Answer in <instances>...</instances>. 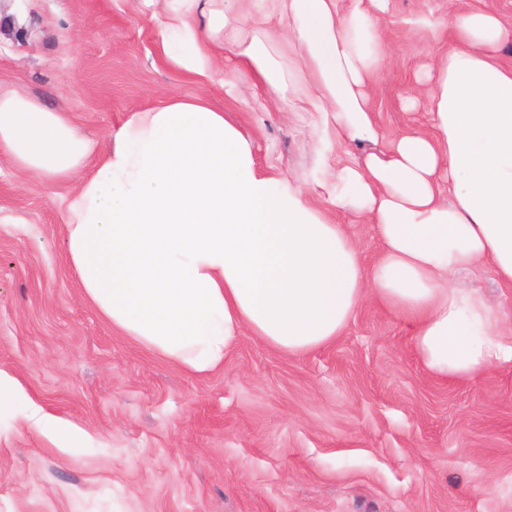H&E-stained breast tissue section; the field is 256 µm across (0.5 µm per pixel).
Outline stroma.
Returning a JSON list of instances; mask_svg holds the SVG:
<instances>
[{
    "label": "stroma",
    "instance_id": "stroma-1",
    "mask_svg": "<svg viewBox=\"0 0 512 512\" xmlns=\"http://www.w3.org/2000/svg\"><path fill=\"white\" fill-rule=\"evenodd\" d=\"M163 0H0V92L19 90L105 143L131 112L206 96L259 163L311 179L325 146L307 112L252 110L166 59ZM452 0H390L370 94L386 141L425 130L402 107L451 46ZM438 21L418 24L424 13ZM0 157V378L83 444L60 448L0 412V512H512V365L474 380L421 368L409 324L366 300L331 344L287 356L242 336L190 372L138 347L85 299L66 261L60 202ZM364 263L370 225L324 198Z\"/></svg>",
    "mask_w": 512,
    "mask_h": 512
}]
</instances>
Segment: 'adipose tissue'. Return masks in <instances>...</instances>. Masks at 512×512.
<instances>
[{"label": "adipose tissue", "instance_id": "obj_1", "mask_svg": "<svg viewBox=\"0 0 512 512\" xmlns=\"http://www.w3.org/2000/svg\"><path fill=\"white\" fill-rule=\"evenodd\" d=\"M388 2L168 0L160 22L176 68L211 80L217 50L230 48L225 87L252 80L284 109L294 76L277 59L297 49L327 149H368L359 162L322 160L313 188L373 226L382 252L369 265L343 225L260 165L205 97L132 112L100 148L64 113L0 93V156L36 179L78 182L62 202L67 258L114 329L203 374L246 333L290 355L325 347L370 297L411 323L434 379L512 364L497 308L454 280L486 263L512 288V68L496 61L512 48V27L491 9L455 12L454 47L421 73L434 83L427 130L378 152L368 88L386 54Z\"/></svg>", "mask_w": 512, "mask_h": 512}]
</instances>
